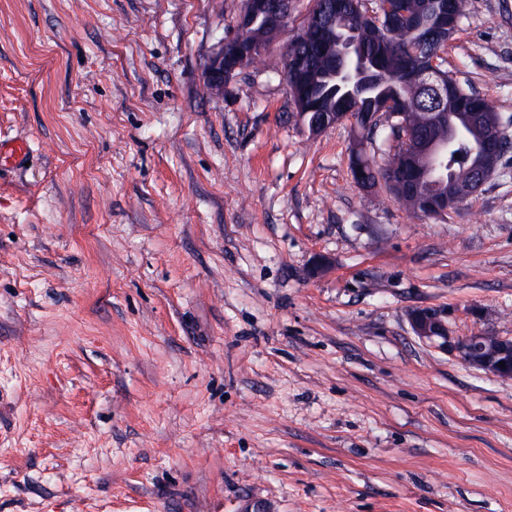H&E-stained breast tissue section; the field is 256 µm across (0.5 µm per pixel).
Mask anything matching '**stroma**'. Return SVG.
I'll list each match as a JSON object with an SVG mask.
<instances>
[{
    "mask_svg": "<svg viewBox=\"0 0 512 512\" xmlns=\"http://www.w3.org/2000/svg\"><path fill=\"white\" fill-rule=\"evenodd\" d=\"M243 0H0V512H512V151L440 218L358 187L283 53L204 68ZM445 66L512 130V0ZM414 334L434 347L454 354L471 367L500 378L512 379V337L477 330L468 336H454L448 326V312L439 308H417L409 313ZM505 362V368L499 366Z\"/></svg>",
    "mask_w": 512,
    "mask_h": 512,
    "instance_id": "35a3bbf8",
    "label": "stroma"
}]
</instances>
